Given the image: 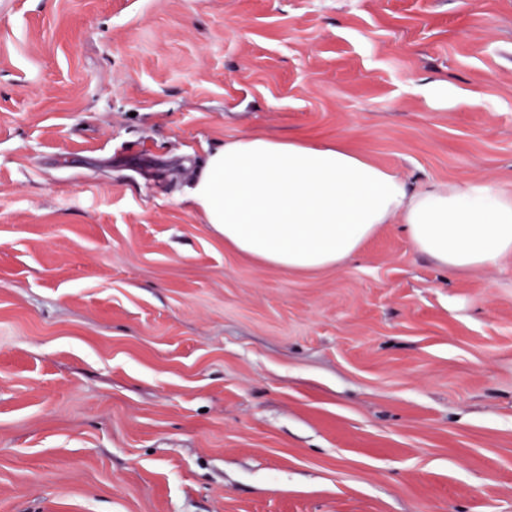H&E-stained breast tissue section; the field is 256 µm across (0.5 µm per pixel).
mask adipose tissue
Segmentation results:
<instances>
[{
    "mask_svg": "<svg viewBox=\"0 0 512 512\" xmlns=\"http://www.w3.org/2000/svg\"><path fill=\"white\" fill-rule=\"evenodd\" d=\"M183 199L226 243L290 272L339 265L396 217L451 274L512 253V198L480 182L414 191L402 174L337 144L260 133L225 141L208 150Z\"/></svg>",
    "mask_w": 512,
    "mask_h": 512,
    "instance_id": "adipose-tissue-1",
    "label": "adipose tissue"
}]
</instances>
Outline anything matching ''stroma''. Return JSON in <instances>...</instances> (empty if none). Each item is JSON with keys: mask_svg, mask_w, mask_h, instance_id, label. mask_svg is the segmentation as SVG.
I'll return each mask as SVG.
<instances>
[{"mask_svg": "<svg viewBox=\"0 0 512 512\" xmlns=\"http://www.w3.org/2000/svg\"><path fill=\"white\" fill-rule=\"evenodd\" d=\"M249 133L512 194V0H0V512H512V255L255 262Z\"/></svg>", "mask_w": 512, "mask_h": 512, "instance_id": "stroma-1", "label": "stroma"}]
</instances>
